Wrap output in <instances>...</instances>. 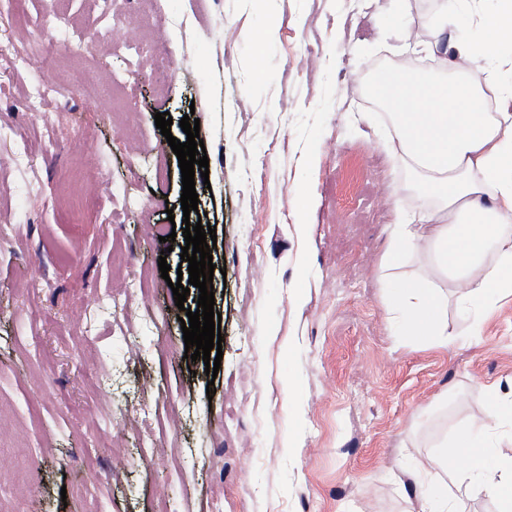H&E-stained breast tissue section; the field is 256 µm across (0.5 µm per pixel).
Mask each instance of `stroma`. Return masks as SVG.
Instances as JSON below:
<instances>
[{"label": "stroma", "instance_id": "1", "mask_svg": "<svg viewBox=\"0 0 512 512\" xmlns=\"http://www.w3.org/2000/svg\"><path fill=\"white\" fill-rule=\"evenodd\" d=\"M54 7L0 0V50L39 52ZM64 7L114 33L91 57L53 32L55 73L98 70L96 88L37 110L38 73L0 63V154L20 155L0 169V499L10 512H88L93 496L104 512H421L416 463L487 414V386L512 393V298L478 325L449 303L440 344L399 334L396 285L379 274L390 224L418 198L369 86L419 63L400 45L429 40L428 0ZM158 28L168 75L139 66ZM188 113L209 159L198 210L217 235L213 380L185 356L168 285L185 239L165 242L183 215L167 139H184ZM68 175L100 203L81 224Z\"/></svg>", "mask_w": 512, "mask_h": 512}]
</instances>
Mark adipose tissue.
<instances>
[{
  "label": "adipose tissue",
  "instance_id": "obj_1",
  "mask_svg": "<svg viewBox=\"0 0 512 512\" xmlns=\"http://www.w3.org/2000/svg\"><path fill=\"white\" fill-rule=\"evenodd\" d=\"M434 0V35L469 22L486 40L461 44L430 75L379 77L371 94L390 102L397 153L421 192L392 226L382 277L397 281L393 309L413 336L448 333V304L492 308L512 294V74L501 72L512 46V0ZM422 270L410 272V258ZM452 285L454 296L444 293ZM492 407L422 472L446 470L456 484L478 479L512 512V457H495L497 434L512 427V401L488 387Z\"/></svg>",
  "mask_w": 512,
  "mask_h": 512
}]
</instances>
